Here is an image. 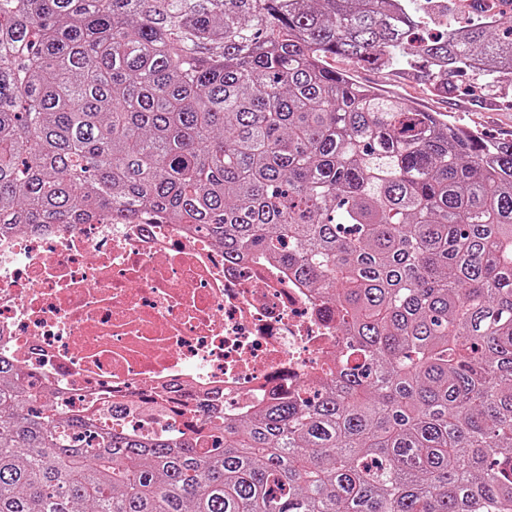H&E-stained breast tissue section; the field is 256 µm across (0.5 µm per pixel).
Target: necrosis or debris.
Masks as SVG:
<instances>
[{"label": "necrosis or debris", "instance_id": "necrosis-or-debris-1", "mask_svg": "<svg viewBox=\"0 0 512 512\" xmlns=\"http://www.w3.org/2000/svg\"><path fill=\"white\" fill-rule=\"evenodd\" d=\"M325 298L280 263H228L180 224L105 217L0 239V353L96 425L179 438L324 379Z\"/></svg>", "mask_w": 512, "mask_h": 512}]
</instances>
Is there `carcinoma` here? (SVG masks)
I'll list each match as a JSON object with an SVG mask.
<instances>
[{
  "label": "carcinoma",
  "mask_w": 512,
  "mask_h": 512,
  "mask_svg": "<svg viewBox=\"0 0 512 512\" xmlns=\"http://www.w3.org/2000/svg\"><path fill=\"white\" fill-rule=\"evenodd\" d=\"M0 0V232L159 218L274 256L342 332L319 388L199 438L102 433L0 359V512H512V138L448 95L512 75V0ZM438 1L432 3V11L430 10L431 20L429 22L428 31L435 33L439 30L442 15L453 13L457 15L461 20L467 19L477 13L479 10V4L482 2H475L472 0H433ZM438 3V4H436ZM349 71L361 84H367L399 98L407 107L427 112H442L448 120L499 138L512 134V77L485 87L475 76L460 78L462 85L447 97L435 96L414 76L400 77L354 68L341 59L329 60Z\"/></svg>",
  "instance_id": "1"
}]
</instances>
